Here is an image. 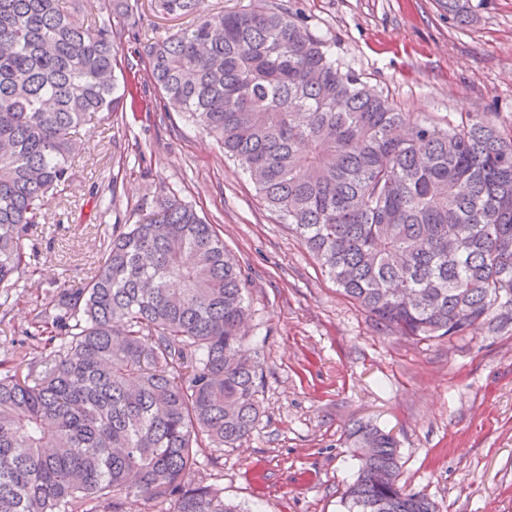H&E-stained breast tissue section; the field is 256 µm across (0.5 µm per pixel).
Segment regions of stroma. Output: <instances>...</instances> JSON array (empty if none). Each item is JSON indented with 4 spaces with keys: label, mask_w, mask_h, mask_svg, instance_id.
Segmentation results:
<instances>
[{
    "label": "stroma",
    "mask_w": 512,
    "mask_h": 512,
    "mask_svg": "<svg viewBox=\"0 0 512 512\" xmlns=\"http://www.w3.org/2000/svg\"><path fill=\"white\" fill-rule=\"evenodd\" d=\"M383 89L402 111L444 124L493 113L512 133V0H472L456 24L436 0H275ZM148 39L186 22L135 0ZM72 182L30 228L39 272L0 311V361L20 353L35 306L80 288L113 226L136 224L175 194L217 225L247 277L248 342L263 362V413L242 447L196 479L252 512H345L357 470L343 436L355 421L391 431L400 480L440 512H512V330L483 324L419 340L384 330L341 294L254 182L155 89L76 136Z\"/></svg>",
    "instance_id": "1"
}]
</instances>
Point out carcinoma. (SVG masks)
I'll return each instance as SVG.
<instances>
[{
    "mask_svg": "<svg viewBox=\"0 0 512 512\" xmlns=\"http://www.w3.org/2000/svg\"><path fill=\"white\" fill-rule=\"evenodd\" d=\"M157 2L192 18L149 50L163 109L251 174L376 324L419 339L512 324V136L493 113L439 126L398 111L268 0ZM437 2L472 14L470 0ZM128 8L85 21L62 0H0V307L38 272L24 239L70 185L80 126L144 93L114 47ZM245 291L215 226L175 196L113 230L90 281L24 330L41 365L0 363V512H246L192 482L261 414ZM345 443L358 460L347 512H437L400 484L393 435L357 422Z\"/></svg>",
    "mask_w": 512,
    "mask_h": 512,
    "instance_id": "carcinoma-1",
    "label": "carcinoma"
}]
</instances>
